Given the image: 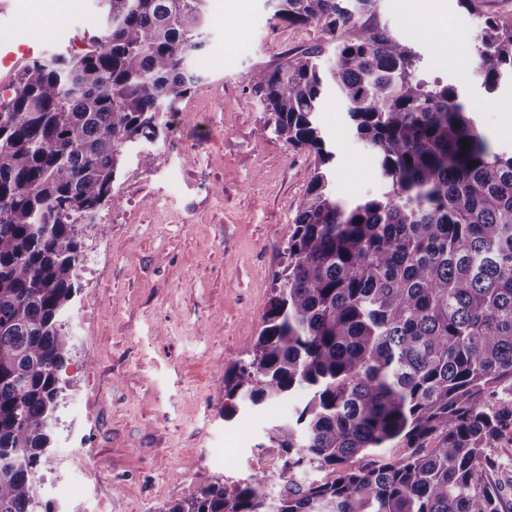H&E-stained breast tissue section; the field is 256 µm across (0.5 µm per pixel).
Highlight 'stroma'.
<instances>
[{"label": "stroma", "instance_id": "1", "mask_svg": "<svg viewBox=\"0 0 512 512\" xmlns=\"http://www.w3.org/2000/svg\"><path fill=\"white\" fill-rule=\"evenodd\" d=\"M0 36L62 48L71 27L101 29L98 0H56L45 14L19 0ZM378 16L420 56L427 80L459 85L496 151L512 154V79L486 90L456 60L479 15L458 0H378ZM276 0H209L205 45L193 53L189 97L164 138L127 149L104 205V233L85 239L81 289L66 318L74 349L51 443L36 476L51 512H161L203 487L261 468L258 444L298 397L224 418V374L255 341L315 155L267 130L247 77L322 40L275 19ZM445 15L447 31L436 18ZM335 153L333 187L351 203L383 186L335 87L319 114ZM154 161L143 168L140 158Z\"/></svg>", "mask_w": 512, "mask_h": 512}]
</instances>
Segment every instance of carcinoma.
Here are the masks:
<instances>
[{"label":"carcinoma","instance_id":"carcinoma-1","mask_svg":"<svg viewBox=\"0 0 512 512\" xmlns=\"http://www.w3.org/2000/svg\"><path fill=\"white\" fill-rule=\"evenodd\" d=\"M101 2L88 51L40 58L0 98V512H49L35 481L51 464L85 235L103 232L119 157L157 139L205 45L207 0ZM277 2L276 19L326 38L248 82L277 136L317 163L259 336L224 374V417L304 398L258 444L279 460L276 502L256 471L161 512H503L492 475L512 436V155L457 85L418 78L378 0ZM459 3L481 19L474 73L491 91L512 76V19ZM328 80L384 185L353 204L332 190L316 120ZM307 470L335 477L304 483Z\"/></svg>","mask_w":512,"mask_h":512}]
</instances>
